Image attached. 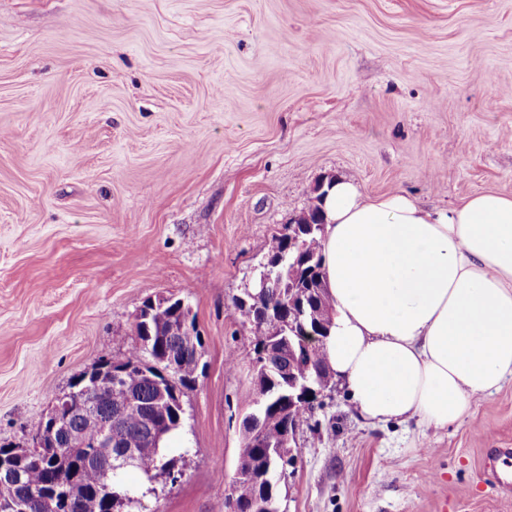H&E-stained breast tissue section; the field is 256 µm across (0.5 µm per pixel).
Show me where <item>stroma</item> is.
I'll list each match as a JSON object with an SVG mask.
<instances>
[{"label":"stroma","mask_w":512,"mask_h":512,"mask_svg":"<svg viewBox=\"0 0 512 512\" xmlns=\"http://www.w3.org/2000/svg\"><path fill=\"white\" fill-rule=\"evenodd\" d=\"M331 179L512 195V0H0V446L183 297L203 353L178 476L143 503L224 512L253 388L232 299ZM297 441L284 512H512L485 466L512 379L445 428L371 422L339 386Z\"/></svg>","instance_id":"35a3bbf8"}]
</instances>
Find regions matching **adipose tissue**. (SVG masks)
<instances>
[{
    "mask_svg": "<svg viewBox=\"0 0 512 512\" xmlns=\"http://www.w3.org/2000/svg\"><path fill=\"white\" fill-rule=\"evenodd\" d=\"M328 363L373 422L444 427L512 377V196L449 211L337 180L323 202Z\"/></svg>",
    "mask_w": 512,
    "mask_h": 512,
    "instance_id": "obj_1",
    "label": "adipose tissue"
}]
</instances>
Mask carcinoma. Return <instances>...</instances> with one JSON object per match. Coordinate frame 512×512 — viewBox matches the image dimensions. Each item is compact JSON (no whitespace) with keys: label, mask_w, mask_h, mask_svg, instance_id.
Instances as JSON below:
<instances>
[{"label":"carcinoma","mask_w":512,"mask_h":512,"mask_svg":"<svg viewBox=\"0 0 512 512\" xmlns=\"http://www.w3.org/2000/svg\"><path fill=\"white\" fill-rule=\"evenodd\" d=\"M323 194H318L309 206L303 224H322L324 216L321 209ZM324 231L316 228L305 236L308 252L317 255V267L323 268L322 238ZM182 299L175 298L168 305L157 308L152 314V325L145 329L135 325L138 343L118 363L130 367L124 374L125 389L112 392V396L100 403L103 414L117 417L120 429V444L112 448L116 453L121 448L136 449V463L116 473L108 471L110 467L106 458L87 462L72 448L60 449V454L43 457L36 453H27L21 448L0 446V457L12 460L18 479L12 480L6 471H0V512H34L35 502L30 494L37 492L40 497L52 498L56 482L63 480L71 486L72 496L67 500L53 502L55 512H111L109 495H130L132 503L144 508L139 491L131 487L126 476L128 472L139 473L150 482L157 474V467L167 460V444L181 430L185 418L182 405L161 409L155 403L157 392L156 381L147 373L158 368L165 359L176 365V378L173 387L182 395L195 383L201 352L203 347L201 336H195L197 348L184 345V339L167 335L169 323L178 318ZM253 363L259 365L258 389L247 397V405L262 404L268 413L281 411L292 424H302L308 419L313 404H296L292 408L283 406L284 395L288 394L286 386L279 379H271L265 375L264 369H274L282 364L291 365L297 375H305L315 389L327 392L332 383L327 380L326 368L329 367L324 344L308 350L300 338H291L294 353L288 349L274 350L263 354L261 337L253 336ZM136 398L135 406L127 407L128 396ZM166 415L170 423L168 435L156 442L144 433V425L154 415ZM269 488V483L259 484L230 480L224 492L235 494L238 512H249L254 498Z\"/></svg>","instance_id":"cac0c4a2"}]
</instances>
